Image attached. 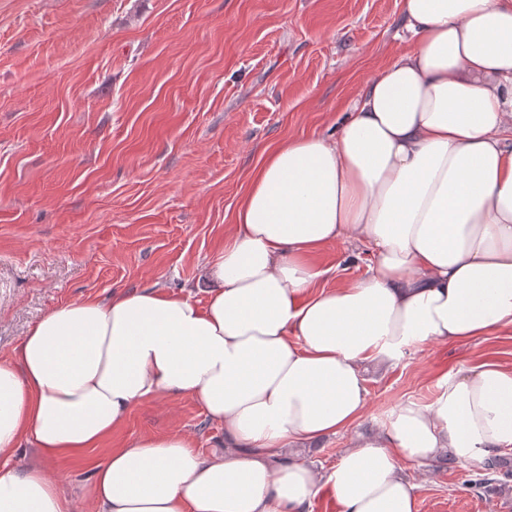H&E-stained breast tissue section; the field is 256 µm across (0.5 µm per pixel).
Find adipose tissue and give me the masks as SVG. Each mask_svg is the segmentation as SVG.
<instances>
[{
    "mask_svg": "<svg viewBox=\"0 0 512 512\" xmlns=\"http://www.w3.org/2000/svg\"><path fill=\"white\" fill-rule=\"evenodd\" d=\"M409 50L361 88L335 135L271 149L208 262L205 304L160 288L61 304L0 363V512H72L64 481L12 459L29 442L81 455L133 407L189 396L224 426L204 455L179 432L95 465L92 512H417L402 473L442 454L512 447V370L442 374L433 401L393 408L328 472L299 447L360 420L363 366L512 327V0H401ZM374 257L318 289L334 242Z\"/></svg>",
    "mask_w": 512,
    "mask_h": 512,
    "instance_id": "obj_1",
    "label": "adipose tissue"
}]
</instances>
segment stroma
<instances>
[{
  "label": "stroma",
  "mask_w": 512,
  "mask_h": 512,
  "mask_svg": "<svg viewBox=\"0 0 512 512\" xmlns=\"http://www.w3.org/2000/svg\"><path fill=\"white\" fill-rule=\"evenodd\" d=\"M410 46L400 0H0V361L68 301L161 288L204 302L207 262L234 230L248 177L277 141L334 133L374 73ZM313 256L323 288L363 277L370 254ZM512 368V329L428 342L367 363L369 402L347 430L301 449L329 470L398 404H429L443 372ZM224 450L191 397L135 406L82 458L19 449L63 476L87 512L94 465L145 435ZM417 512H512V489L474 495L475 467H405Z\"/></svg>",
  "instance_id": "35a3bbf8"
}]
</instances>
